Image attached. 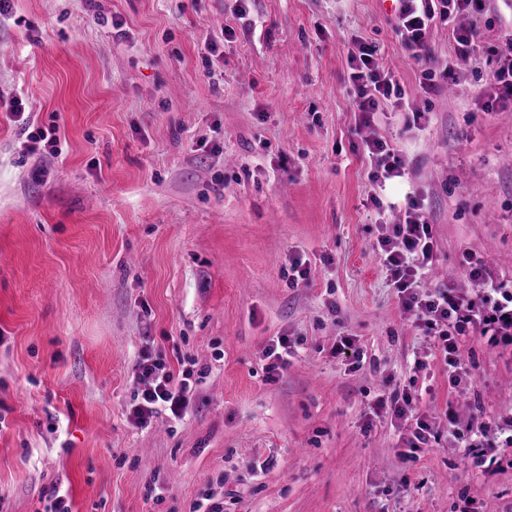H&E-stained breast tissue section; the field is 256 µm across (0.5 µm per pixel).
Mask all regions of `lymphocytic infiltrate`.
<instances>
[{
  "label": "lymphocytic infiltrate",
  "instance_id": "lymphocytic-infiltrate-1",
  "mask_svg": "<svg viewBox=\"0 0 512 512\" xmlns=\"http://www.w3.org/2000/svg\"><path fill=\"white\" fill-rule=\"evenodd\" d=\"M394 33L410 58L418 60L437 26L449 24L454 14L468 12L476 22L484 18L487 0H395ZM375 47L361 45L349 59L350 82L354 89L353 109L361 125H369L382 102L401 98L399 84L374 63ZM363 151L371 160L373 181L384 183L404 177L405 157L380 139L367 140ZM405 223L392 227L391 234L376 245L384 273L395 288L401 307L410 313L416 327L431 340V356L440 358L448 369V386L456 389L474 380L471 364L462 350L468 339L478 337L493 349L512 352V276L496 275L486 261L472 251H463L459 266L482 281L483 290L473 296L452 285L426 290L425 281L435 265L437 245L422 199H406ZM135 378L142 388L129 410L135 426H149L159 411L171 421H180L195 389L194 372L172 371L162 359L144 350L135 366ZM410 390L378 397L377 409L391 412L404 422L406 445L415 452L439 442V432L427 417L410 414ZM448 437L476 463L488 456L512 449V417L501 420L484 417L460 418L446 409Z\"/></svg>",
  "mask_w": 512,
  "mask_h": 512
}]
</instances>
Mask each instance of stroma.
<instances>
[{
    "instance_id": "35a3bbf8",
    "label": "stroma",
    "mask_w": 512,
    "mask_h": 512,
    "mask_svg": "<svg viewBox=\"0 0 512 512\" xmlns=\"http://www.w3.org/2000/svg\"><path fill=\"white\" fill-rule=\"evenodd\" d=\"M487 15L448 85L426 73L454 58L463 13L418 62L390 0H12L0 92L60 153H30L0 113V512H43L55 484L71 512H191L206 492L224 512H456L464 495L512 512V456L479 466L444 442L405 461L400 420L371 410L412 386L442 432L450 400L464 419L512 416L510 354L469 341L459 392L439 359L414 371L429 341L373 249L403 197L376 209L359 150L404 152L438 242L429 287L480 290L466 249L512 274V103L479 95L512 0ZM362 43L404 91L367 126L349 81ZM275 336L298 352L273 378ZM342 336L362 362L332 356ZM147 346L199 374L179 423L128 420Z\"/></svg>"
}]
</instances>
